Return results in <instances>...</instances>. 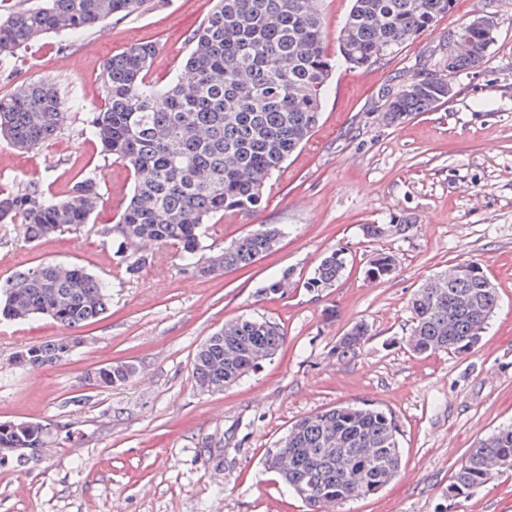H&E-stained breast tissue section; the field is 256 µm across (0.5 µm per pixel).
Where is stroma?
I'll list each match as a JSON object with an SVG mask.
<instances>
[{
    "label": "stroma",
    "instance_id": "obj_1",
    "mask_svg": "<svg viewBox=\"0 0 512 512\" xmlns=\"http://www.w3.org/2000/svg\"><path fill=\"white\" fill-rule=\"evenodd\" d=\"M146 12L112 17L84 34H48L0 73V96L50 79L67 118L39 149L0 140V190L31 180L67 195L96 175L101 202L89 224L39 241L20 224H0V282L42 263H75L110 285L107 313L76 329L69 359L35 371L15 352L66 336L51 319L0 322V421L33 420L53 431L37 463L0 462V512H308L263 464L300 418L368 401L392 412L401 434L399 477L378 494L335 512H512V475L472 496L448 487L470 448L512 422V4L500 11L498 40L477 69L457 75L448 101L397 125L383 118L384 95L432 66L448 34L483 0H457L430 31L366 68L337 66L321 119L302 149L273 177L255 212L207 225L216 256L258 224H283L277 250L208 278L184 271L172 244L120 242L115 224L133 176L104 157L86 133V113L103 104L106 59L144 41L157 44L151 76L168 82L188 55V37L213 0H152ZM404 217L409 229L378 240L362 225ZM341 277L321 292L304 283L333 250ZM147 262L128 273L125 255ZM395 259L381 280L367 270ZM481 263L500 302L481 344L464 355H417L407 337L410 299L449 265ZM287 278L284 294L266 293ZM276 322L286 341L239 383L204 392L192 378L196 350L238 317ZM366 344L347 357L336 345L354 324ZM135 375L108 389L83 384L109 362Z\"/></svg>",
    "mask_w": 512,
    "mask_h": 512
}]
</instances>
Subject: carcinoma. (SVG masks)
Returning a JSON list of instances; mask_svg holds the SVG:
<instances>
[{"instance_id": "cac0c4a2", "label": "carcinoma", "mask_w": 512, "mask_h": 512, "mask_svg": "<svg viewBox=\"0 0 512 512\" xmlns=\"http://www.w3.org/2000/svg\"><path fill=\"white\" fill-rule=\"evenodd\" d=\"M456 0H352L331 58L325 41L322 0H216L189 36L187 76L165 84L149 79L157 46L131 45L107 60L102 71L104 107L85 118L86 131L104 156L126 164L134 177L131 197L113 225L127 242L177 244L185 269L207 278L244 267L272 251L284 235L279 224H261L224 248L203 255V228L226 213L248 214L261 206L270 180L318 125L325 92L340 62L366 68L419 37L451 12ZM149 0H39L0 19V71L43 36L80 34L113 16L148 9ZM498 17L481 10L448 34L443 69L448 78L479 67L497 41ZM448 99V83L433 74L387 95L384 119L396 124ZM65 119L56 83L25 84L0 96V138L32 152L51 139ZM101 199L94 176L75 182L67 197L48 195L38 182L0 194V224L20 223L37 240L90 222ZM389 254L368 269L377 280L390 275ZM346 266L332 252L305 282L309 291L334 285ZM467 278L456 263L423 283L411 298L407 344L417 354H466L478 345L499 305L482 265ZM108 286L81 266L40 264L0 283V318L19 321L46 315L66 329L96 321L108 308ZM223 339H207L193 357L197 386L213 391L240 382L270 360L285 342L264 319L227 322ZM368 339L357 324L337 345L351 355ZM67 336L26 350L21 369L64 361ZM124 364L109 363L85 375L98 386L123 384ZM50 434L39 421L0 428V443L42 448ZM400 431L392 414L369 402L341 404L304 416L281 444L266 449L264 465L312 512L382 491L399 474ZM512 472V423L470 449L448 487L467 497L495 474Z\"/></svg>"}]
</instances>
